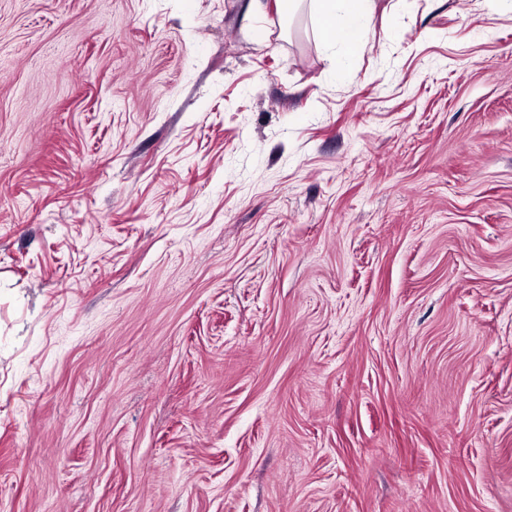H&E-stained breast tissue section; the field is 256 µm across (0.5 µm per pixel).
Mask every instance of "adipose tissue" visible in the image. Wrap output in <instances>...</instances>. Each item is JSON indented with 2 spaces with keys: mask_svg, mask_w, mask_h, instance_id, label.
I'll return each instance as SVG.
<instances>
[{
  "mask_svg": "<svg viewBox=\"0 0 512 512\" xmlns=\"http://www.w3.org/2000/svg\"><path fill=\"white\" fill-rule=\"evenodd\" d=\"M322 34L340 53L354 55L365 45L372 0H316Z\"/></svg>",
  "mask_w": 512,
  "mask_h": 512,
  "instance_id": "1",
  "label": "adipose tissue"
}]
</instances>
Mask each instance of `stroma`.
<instances>
[{
    "instance_id": "stroma-1",
    "label": "stroma",
    "mask_w": 512,
    "mask_h": 512,
    "mask_svg": "<svg viewBox=\"0 0 512 512\" xmlns=\"http://www.w3.org/2000/svg\"><path fill=\"white\" fill-rule=\"evenodd\" d=\"M0 0V512H512V0ZM373 0H316L325 40L336 43L344 56L365 45Z\"/></svg>"
}]
</instances>
